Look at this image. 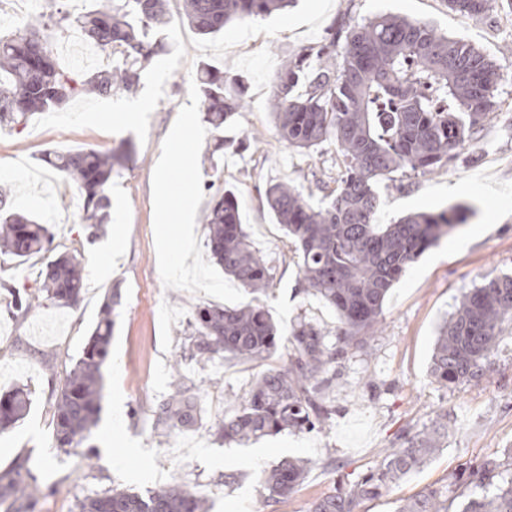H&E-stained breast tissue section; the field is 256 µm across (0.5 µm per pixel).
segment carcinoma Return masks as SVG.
<instances>
[{
	"label": "carcinoma",
	"mask_w": 512,
	"mask_h": 512,
	"mask_svg": "<svg viewBox=\"0 0 512 512\" xmlns=\"http://www.w3.org/2000/svg\"><path fill=\"white\" fill-rule=\"evenodd\" d=\"M293 0H183L181 17L201 35L217 34L236 19L281 12ZM499 0H446L448 9L483 17ZM166 0H107L94 10L57 23L78 29L84 39L117 57L88 74L70 72L51 56L41 34L46 14L19 20L10 38H0V125H24L37 112L59 109L85 95L110 97L129 92L154 58L167 52L166 42L149 35L163 24ZM499 67L473 45L437 32L428 22L396 14L376 15L345 24L319 46H304L287 57L274 87L273 116L281 140L301 152L326 142L335 144L339 178L325 195L311 202L296 186L269 182L261 202L298 251L305 290L333 307L342 324L339 349L303 319L288 342L294 357L288 365L264 371L243 398L242 408L220 420V438L256 441L286 429H312L330 419L332 409L317 394L329 381L337 356L361 348L383 314L390 288L428 248L450 235L473 215L456 204L440 211L408 214L393 224L377 223L380 207L375 185L396 173L431 172L448 166L497 112ZM247 79L227 80L224 73L201 67L196 94L203 120L218 132L243 106ZM129 158L122 146L54 152L48 164L72 183L82 199L81 221L87 242L107 234L111 223L110 187ZM207 246L213 263L251 295L248 302L226 308L196 309L189 336V357L208 362L228 356L262 361L279 340L278 328L260 295L271 285L264 260L252 248L241 223L235 191L217 190L206 217ZM50 225L30 214L0 209V255L22 263L55 251ZM84 276L77 255L62 252L47 260L34 288L11 289L13 317H26L34 302H79ZM121 289L105 298L81 356L75 361L54 402L55 445L83 459L98 425L103 392L102 367L109 355L121 306ZM512 321V275L487 279L462 292L458 305L440 328L430 376L443 387L476 381L490 369L502 325ZM198 387L174 377L172 391L156 411L155 426L181 430L198 420ZM33 391L18 386L0 394V432L30 412ZM448 440V416L387 449L361 479L338 486L316 499L310 512H356L359 503L381 496L417 471ZM309 462L285 460L265 474L261 507L288 499L305 480ZM29 458L17 457L0 472V498L30 499L36 488L25 481ZM80 512H209L207 501L175 485L148 492L95 493L79 502ZM398 512H512V450L502 459L469 468L467 476L429 488L404 501Z\"/></svg>",
	"instance_id": "obj_1"
}]
</instances>
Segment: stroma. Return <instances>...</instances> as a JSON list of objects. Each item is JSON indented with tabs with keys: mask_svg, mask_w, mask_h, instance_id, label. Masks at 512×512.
Segmentation results:
<instances>
[{
	"mask_svg": "<svg viewBox=\"0 0 512 512\" xmlns=\"http://www.w3.org/2000/svg\"><path fill=\"white\" fill-rule=\"evenodd\" d=\"M170 23L163 34L167 54L141 73L135 90L109 98L88 96L66 108L33 115L23 126H0V192L15 210L51 220L59 251L79 250L86 283L81 301L60 306L41 301L16 321L6 305L14 287L35 286L40 258L25 263L0 256V391L26 385L35 392L29 415L0 433V470L15 456L30 458L38 493L26 512H79L88 495L110 489L136 493L183 485L204 498L210 512H309L338 483L367 474L381 450L400 447L407 436L447 412L450 430L443 451L424 468L400 480L381 497L362 501L357 512H397L402 502L429 486L447 484L469 466L512 448V324L506 325L487 374L478 381L440 387L429 376L443 321L463 289L484 276L512 273V9L503 6L475 18L455 13L443 0H296L282 12L229 23L205 37L178 14L181 0H168ZM430 22L437 32L462 39L500 67V107L449 166L379 182V223L411 212L465 204L468 224L442 238L412 263L390 290L383 317L365 349L347 350L321 396L332 418L313 431L288 430L244 445L220 440L216 419L236 413L264 366L224 359L200 363L183 355L184 333L197 306H234L243 289L225 279L208 257L206 214L213 194L206 188L214 168L237 194L253 248L272 268L273 285L261 300L281 333L298 319L321 329L337 347L336 311L304 290L297 253L281 225L260 204L268 182H289L321 202L325 183L337 177L336 147L326 143L305 155L280 140L273 122V84L286 56L323 41L342 23L378 14ZM225 77L246 76L247 98L231 126L224 158L213 161V133L188 143L167 174L194 177L192 220L195 250L174 271L161 258L159 225L173 218L157 192V164L181 114H203L193 90L202 65ZM148 109L131 122L123 112L140 102ZM128 142L133 154L112 179L113 230L87 242L80 201L65 182L29 179L44 172L53 151L108 150ZM123 293L111 354L102 368L100 421L90 443L91 461L56 448L52 393L60 389L80 356L105 295ZM52 360L44 371L42 359ZM200 387V420L173 432L156 429L153 412L170 391L174 373ZM263 458H256V450ZM285 458L311 460L305 481L284 502L260 508L261 479Z\"/></svg>",
	"mask_w": 512,
	"mask_h": 512,
	"instance_id": "35a3bbf8",
	"label": "stroma"
}]
</instances>
